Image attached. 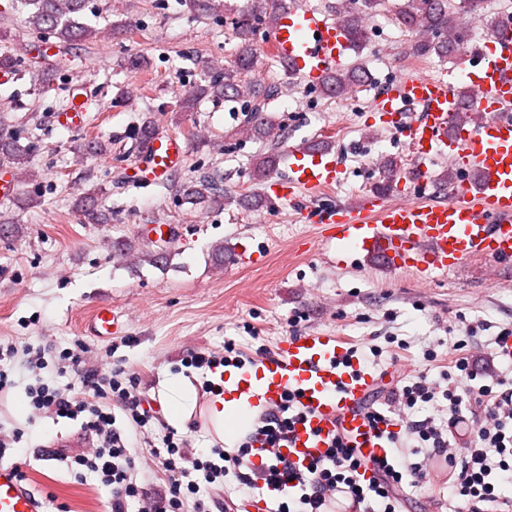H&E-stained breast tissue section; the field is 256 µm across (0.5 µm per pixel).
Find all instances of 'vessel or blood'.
Wrapping results in <instances>:
<instances>
[{
	"label": "vessel or blood",
	"mask_w": 512,
	"mask_h": 512,
	"mask_svg": "<svg viewBox=\"0 0 512 512\" xmlns=\"http://www.w3.org/2000/svg\"><path fill=\"white\" fill-rule=\"evenodd\" d=\"M267 42L307 87L318 86L341 65L348 48L335 19L308 7L283 10ZM477 91L483 94L478 105L483 122L474 128L456 125L461 93ZM374 109L390 116L414 163L401 199L369 195L355 206L320 203V195L339 178L336 157L293 148L287 177L270 179L271 203L299 207L319 242L337 254L372 256L423 282L467 259L484 260L492 274L512 263V15L498 16L486 50L463 53L456 68L435 76L399 77L390 95L375 100ZM186 153L184 138L159 129L141 144L139 162L151 179L164 182L180 169ZM440 156L454 167L443 201L434 198L436 181L428 168ZM118 327L112 310L99 307L87 329L108 337ZM346 353L343 341L330 333L287 336L275 354L238 374L236 393L250 407L273 408L290 392L304 399L306 414L282 449L296 466L321 457L327 437L338 428L368 461L383 459L391 446L390 434L369 428L360 412L383 376ZM0 512H43L41 499L19 478L16 465L1 461Z\"/></svg>",
	"instance_id": "b4317fda"
}]
</instances>
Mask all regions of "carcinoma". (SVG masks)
Instances as JSON below:
<instances>
[{
  "mask_svg": "<svg viewBox=\"0 0 512 512\" xmlns=\"http://www.w3.org/2000/svg\"><path fill=\"white\" fill-rule=\"evenodd\" d=\"M33 11L29 26L34 30H47L61 43L71 45L93 37L95 30L77 21L84 12L88 0H30ZM336 8V19L344 28L350 43L361 47L370 38L366 20L369 15L387 4V0H340ZM286 0H249L246 9L230 19L233 35L239 40L238 52L233 64L224 67V72L211 77L205 85L199 86L182 101V109H194L202 97L224 95L226 98L239 96L242 77L258 61L254 46L255 31L262 26L271 29L279 12L286 8ZM485 9V0H403L393 5L395 22L415 36L412 48L418 54L435 53L450 60L458 57L470 44L465 26L461 20L466 15H478ZM371 81L362 63L340 66L328 74L319 91L329 96L345 98L352 91ZM252 104L249 124L255 135L265 138L278 127L276 117L267 111V100L273 96L269 89H250ZM29 159V147L20 144L19 138L10 133L0 132V163L16 169H24ZM381 177L376 192L387 193L393 188L395 174L399 172L397 161L388 159L380 163ZM186 202L198 205L221 206L237 203L249 205V199H237L228 195L218 180L204 176L183 187Z\"/></svg>",
  "mask_w": 512,
  "mask_h": 512,
  "instance_id": "cac0c4a2",
  "label": "carcinoma"
}]
</instances>
